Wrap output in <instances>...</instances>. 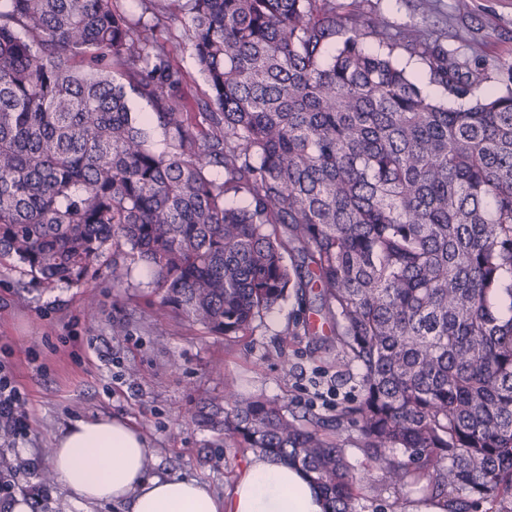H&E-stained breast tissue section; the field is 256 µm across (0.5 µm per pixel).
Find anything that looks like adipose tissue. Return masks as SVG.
<instances>
[{
	"instance_id": "obj_1",
	"label": "adipose tissue",
	"mask_w": 512,
	"mask_h": 512,
	"mask_svg": "<svg viewBox=\"0 0 512 512\" xmlns=\"http://www.w3.org/2000/svg\"><path fill=\"white\" fill-rule=\"evenodd\" d=\"M148 445L121 418L78 420L56 437L50 463L75 497L123 512H327L323 494L298 467L250 455L233 490L218 496L194 478L146 474Z\"/></svg>"
}]
</instances>
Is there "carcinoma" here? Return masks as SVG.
<instances>
[{
	"instance_id": "carcinoma-1",
	"label": "carcinoma",
	"mask_w": 512,
	"mask_h": 512,
	"mask_svg": "<svg viewBox=\"0 0 512 512\" xmlns=\"http://www.w3.org/2000/svg\"><path fill=\"white\" fill-rule=\"evenodd\" d=\"M143 3L134 21L114 0H0V266L122 288L142 262L154 318L224 336L293 296L356 368L332 423L358 426L390 488L512 512V87L456 110L428 98L365 39L457 98L485 69L385 32L359 0ZM162 17L184 39H160ZM187 48L196 112L173 63ZM222 401L224 438L357 512L365 477L324 423L230 387Z\"/></svg>"
}]
</instances>
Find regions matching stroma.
Listing matches in <instances>:
<instances>
[{"label": "stroma", "instance_id": "stroma-1", "mask_svg": "<svg viewBox=\"0 0 512 512\" xmlns=\"http://www.w3.org/2000/svg\"><path fill=\"white\" fill-rule=\"evenodd\" d=\"M363 8L388 32L418 30L449 50L479 61L487 76L479 92L500 93L512 68V0H364ZM423 93L460 107L434 83L419 57L395 48ZM143 265L126 288L103 278L46 289L22 270L0 267V360L8 361L28 398L31 428L15 447L0 445L13 462L14 495L30 512H118L109 503H80L59 481H44L48 450L70 424L118 416L149 443L148 475L205 482L216 494L231 490L249 451L225 442L220 424L195 414L225 387L242 397L264 396L312 420L334 418L353 392L335 346L305 335L304 312L288 300L256 321L251 335L222 337L182 315L154 319L160 292ZM93 297L86 306L85 297ZM123 332H113L114 324ZM347 457L361 483L359 512H415L424 494L394 492L359 448L357 428L342 431Z\"/></svg>", "mask_w": 512, "mask_h": 512}]
</instances>
